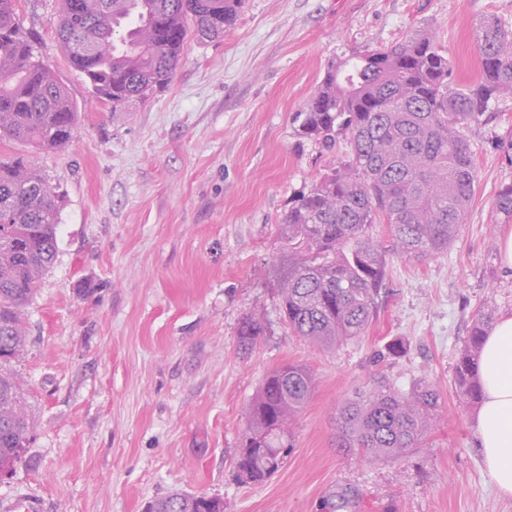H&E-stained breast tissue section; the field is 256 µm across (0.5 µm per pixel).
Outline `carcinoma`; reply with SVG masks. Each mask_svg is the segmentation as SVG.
<instances>
[{"mask_svg": "<svg viewBox=\"0 0 512 512\" xmlns=\"http://www.w3.org/2000/svg\"><path fill=\"white\" fill-rule=\"evenodd\" d=\"M18 0H0V140L41 151L68 145L78 112L65 86L34 54L17 21ZM243 0H61L58 38L93 47L69 52L93 95L117 107L165 88L181 60L189 30L218 40ZM476 80L458 87L447 53L433 36L415 34L383 50L331 65L305 107L296 113L298 136L323 148L348 139L349 159L316 177L281 224V311L288 327L320 347L364 335L378 310L386 259L368 234L387 225L394 252L426 259L448 249L475 196L477 172L463 130L482 121L490 105L512 97V29L494 17L475 35ZM59 195L24 157L0 160V463L10 471L25 460L33 439L23 388L11 369L26 344L24 306L57 251ZM512 221V184L492 201ZM496 311H477L454 367L466 399H483L479 354ZM260 328L246 318L238 336L247 346ZM313 378L289 364L264 379L249 409L238 476L261 484L292 448L288 421L307 403ZM440 392L421 380L408 391L373 374L339 408L336 448L374 461L396 460L420 447L432 431ZM360 489L330 487L318 512H359ZM199 496L175 492L149 502L145 512H208Z\"/></svg>", "mask_w": 512, "mask_h": 512, "instance_id": "cac0c4a2", "label": "carcinoma"}]
</instances>
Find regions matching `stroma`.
<instances>
[{
    "instance_id": "stroma-1",
    "label": "stroma",
    "mask_w": 512,
    "mask_h": 512,
    "mask_svg": "<svg viewBox=\"0 0 512 512\" xmlns=\"http://www.w3.org/2000/svg\"><path fill=\"white\" fill-rule=\"evenodd\" d=\"M60 0H19L34 52L79 110L66 147L0 141L62 196L57 254L24 310L27 348L13 366L34 439L0 482V512H143L175 491L220 496L224 512H316L338 483L360 512H512L486 477L476 405L454 384L473 314H512V270L492 209L512 163L499 141L512 98L466 135L476 195L448 250L417 261L388 254L378 313L357 339L323 349L280 310V222L311 181L347 158L295 133V116L327 67L427 33L454 83L478 75L475 28L512 27V0H244L216 41L188 35L168 87L115 107L92 95L57 38ZM261 333L241 346L242 319ZM399 341L403 356L384 357ZM296 363L313 393L292 420L293 447L266 482L240 481L235 459L264 377ZM382 372L401 391L441 393L425 447L369 461L336 447L341 402Z\"/></svg>"
}]
</instances>
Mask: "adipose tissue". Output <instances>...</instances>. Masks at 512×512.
I'll use <instances>...</instances> for the list:
<instances>
[{"instance_id":"ef3b65f1","label":"adipose tissue","mask_w":512,"mask_h":512,"mask_svg":"<svg viewBox=\"0 0 512 512\" xmlns=\"http://www.w3.org/2000/svg\"><path fill=\"white\" fill-rule=\"evenodd\" d=\"M479 362V448L489 481L501 496L512 498V315H504L486 337Z\"/></svg>"}]
</instances>
